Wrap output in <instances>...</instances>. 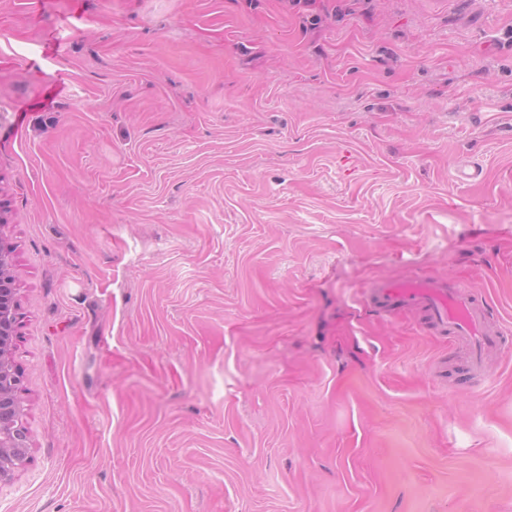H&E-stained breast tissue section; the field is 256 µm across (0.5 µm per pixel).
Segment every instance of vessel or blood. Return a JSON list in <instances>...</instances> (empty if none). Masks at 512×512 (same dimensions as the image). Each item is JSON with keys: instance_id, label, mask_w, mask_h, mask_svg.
Instances as JSON below:
<instances>
[{"instance_id": "obj_1", "label": "vessel or blood", "mask_w": 512, "mask_h": 512, "mask_svg": "<svg viewBox=\"0 0 512 512\" xmlns=\"http://www.w3.org/2000/svg\"><path fill=\"white\" fill-rule=\"evenodd\" d=\"M364 301L383 314L420 312L426 333L448 339L451 345L463 349L460 377L465 381H489V355L506 347L508 331L490 323L485 302L434 276L375 281L366 290Z\"/></svg>"}]
</instances>
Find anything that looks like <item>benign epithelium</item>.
<instances>
[{
    "label": "benign epithelium",
    "instance_id": "7a95c632",
    "mask_svg": "<svg viewBox=\"0 0 512 512\" xmlns=\"http://www.w3.org/2000/svg\"><path fill=\"white\" fill-rule=\"evenodd\" d=\"M12 245L0 235V481L10 479L27 460V433L20 424L24 400L13 362L16 335V288L11 269Z\"/></svg>",
    "mask_w": 512,
    "mask_h": 512
}]
</instances>
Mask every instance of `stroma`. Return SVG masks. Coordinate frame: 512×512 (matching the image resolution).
Segmentation results:
<instances>
[{
    "mask_svg": "<svg viewBox=\"0 0 512 512\" xmlns=\"http://www.w3.org/2000/svg\"><path fill=\"white\" fill-rule=\"evenodd\" d=\"M0 235V512H512V351L363 302L512 329V0H0ZM12 245L0 235V481L10 479L27 460V433L20 424L24 400L13 362L16 335V288L11 273ZM363 300L383 314L419 311L426 333L447 338L453 348L463 349L460 378L472 383L490 380V352L504 350L510 334V330L490 323L485 302L434 276L377 280L366 290Z\"/></svg>",
    "mask_w": 512,
    "mask_h": 512,
    "instance_id": "stroma-1",
    "label": "stroma"
}]
</instances>
